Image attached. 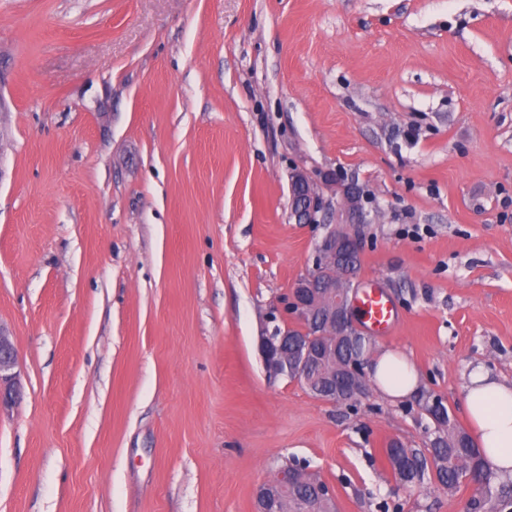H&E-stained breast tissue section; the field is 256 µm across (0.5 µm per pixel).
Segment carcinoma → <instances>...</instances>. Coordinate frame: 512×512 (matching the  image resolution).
Returning a JSON list of instances; mask_svg holds the SVG:
<instances>
[{
    "mask_svg": "<svg viewBox=\"0 0 512 512\" xmlns=\"http://www.w3.org/2000/svg\"><path fill=\"white\" fill-rule=\"evenodd\" d=\"M374 349L372 337H365L352 346L343 338H336V357L315 358L310 377L324 382L333 370H341L343 364L354 356L366 358ZM418 405L433 423L429 434V446L411 448L399 440H392L384 449L389 466L399 480L410 484H422L436 477L438 483L454 493L460 486L459 474L467 470L473 474L477 493L468 502V512H486L487 505L494 503L501 509L512 508V488L504 485L491 486L487 468L480 450L471 436L456 422L443 401L436 406L425 401L423 387L417 388ZM320 478L298 470L297 479L288 489V497L272 506L274 512H334V502L318 495L316 483Z\"/></svg>",
    "mask_w": 512,
    "mask_h": 512,
    "instance_id": "1",
    "label": "carcinoma"
}]
</instances>
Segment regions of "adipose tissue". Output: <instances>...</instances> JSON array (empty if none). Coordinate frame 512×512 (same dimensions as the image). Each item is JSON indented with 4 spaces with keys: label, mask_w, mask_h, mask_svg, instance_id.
Segmentation results:
<instances>
[{
    "label": "adipose tissue",
    "mask_w": 512,
    "mask_h": 512,
    "mask_svg": "<svg viewBox=\"0 0 512 512\" xmlns=\"http://www.w3.org/2000/svg\"><path fill=\"white\" fill-rule=\"evenodd\" d=\"M370 373L379 389L394 400L411 394L418 383L414 367L391 350L373 359ZM464 401L487 469L512 479V381L493 378L482 367H474Z\"/></svg>",
    "instance_id": "ef3b65f1"
}]
</instances>
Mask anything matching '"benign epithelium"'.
Listing matches in <instances>:
<instances>
[{
	"label": "benign epithelium",
	"instance_id": "obj_1",
	"mask_svg": "<svg viewBox=\"0 0 512 512\" xmlns=\"http://www.w3.org/2000/svg\"><path fill=\"white\" fill-rule=\"evenodd\" d=\"M335 188L336 222L326 218V204L318 184ZM290 217L297 224H321L325 232L316 247L312 269L301 276L283 299V311L304 324L318 328L320 336H352L360 330L353 302L336 295V289L353 279L351 255L365 248L362 227L371 223L365 208L362 188L340 173H327L317 180L307 170L297 167L290 174ZM296 350L295 379L303 380L307 372L309 348L303 341L288 337V331L266 330L260 336V351L266 372L274 377L288 375V347ZM17 353L10 339L0 333V407L12 403L18 385L12 370ZM368 360H350L331 386L327 396L351 402L360 396L359 381L367 373ZM296 474L283 467L277 469L271 482L259 486L255 498H266L268 488H284Z\"/></svg>",
	"mask_w": 512,
	"mask_h": 512
}]
</instances>
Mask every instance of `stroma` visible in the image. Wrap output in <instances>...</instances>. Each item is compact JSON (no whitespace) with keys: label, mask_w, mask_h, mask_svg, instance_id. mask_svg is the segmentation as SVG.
Instances as JSON below:
<instances>
[{"label":"stroma","mask_w":512,"mask_h":512,"mask_svg":"<svg viewBox=\"0 0 512 512\" xmlns=\"http://www.w3.org/2000/svg\"><path fill=\"white\" fill-rule=\"evenodd\" d=\"M0 98V512H254L292 459L337 512H467L386 462L414 397L315 398L259 336L323 233L289 175L339 171L376 351L462 425L471 367L512 380V0H0ZM367 330L373 335L389 333L396 321V312L381 289L364 288L355 299ZM17 365V353L7 336L0 332V408L12 403L18 395V385L12 370Z\"/></svg>","instance_id":"stroma-1"}]
</instances>
